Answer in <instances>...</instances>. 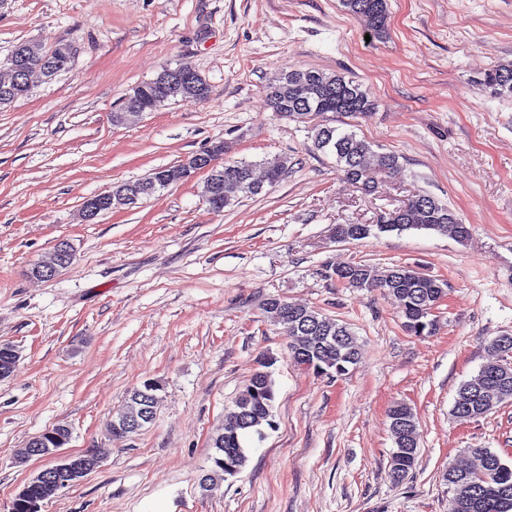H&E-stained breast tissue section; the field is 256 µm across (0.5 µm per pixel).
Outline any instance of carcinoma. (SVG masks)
Masks as SVG:
<instances>
[{"label": "carcinoma", "mask_w": 512, "mask_h": 512, "mask_svg": "<svg viewBox=\"0 0 512 512\" xmlns=\"http://www.w3.org/2000/svg\"><path fill=\"white\" fill-rule=\"evenodd\" d=\"M351 15L367 19L371 34L379 37L385 33L388 19L387 0H341ZM29 60L27 66L37 72L44 66V46L39 42H23ZM483 83L500 96H512V66L504 65L484 75ZM38 82L0 92V107L22 100ZM269 102L278 115L289 119H304L310 123L309 149L335 157L336 169L346 182L369 195L375 192L379 177L399 168V156L391 152H378L353 130L331 126L322 118L333 115L345 118H362L377 106V101L356 81L339 74L319 70L296 69L281 75L270 86ZM211 175L205 179L201 195L211 202L214 184L224 188L219 205L212 209L221 211L243 197L260 195L264 187L254 183V169L262 167L267 185L278 183L286 170L281 158L264 159L253 163L243 160H226L222 155L212 158ZM192 179V174L180 171L178 165L156 169L147 177L132 184H141L139 197H148L170 184ZM410 229L430 230L457 239L468 237L466 224L446 203L426 193L419 192L400 208L385 214L377 224H338L334 234L341 241L362 240L377 233L403 232ZM332 275L347 288L377 290L396 299L404 318L406 331L422 335L436 330L431 319L434 303L444 299L448 283L428 277L412 266H393L378 270L367 264H351L333 269ZM268 322L288 336V352L295 363L317 373L347 371L362 357V345L355 332L345 322L322 314L305 304L270 299L263 303ZM489 347L500 360L483 365L477 374L463 381L457 391L451 415L457 419H473L486 414L496 405L512 400V362L505 356L512 354V344L500 346L497 341ZM18 351L9 344H0V378L10 376L16 366ZM270 356H262L248 384L235 400L234 407L224 415V427L211 439L212 467L202 474L199 482L203 491L217 489L224 479L241 472L248 462L244 441L250 436L263 437L264 429L274 428L276 386ZM146 404L137 390L126 398L120 415L128 420H140ZM390 431L395 445L391 455V476L397 483L404 481L415 466L419 443L417 422L411 410L397 404L390 410ZM67 424H57L31 438L25 447L16 451L20 459L30 448H63L71 440ZM472 470L453 480L450 473L443 475L451 497L448 512H512V466L489 448H470Z\"/></svg>", "instance_id": "1"}]
</instances>
